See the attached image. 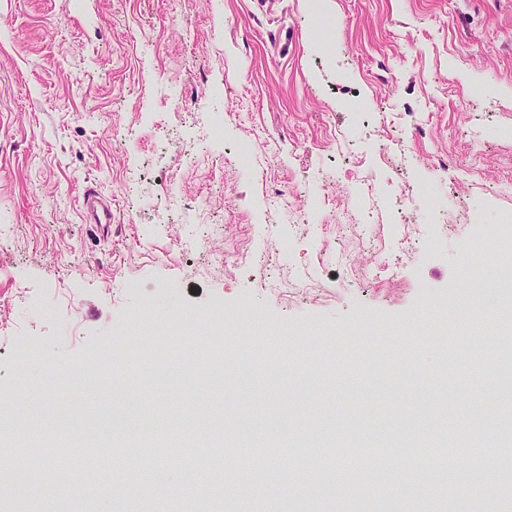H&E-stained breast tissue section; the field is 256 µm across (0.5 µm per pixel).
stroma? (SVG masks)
<instances>
[{
    "label": "stroma",
    "mask_w": 512,
    "mask_h": 512,
    "mask_svg": "<svg viewBox=\"0 0 512 512\" xmlns=\"http://www.w3.org/2000/svg\"><path fill=\"white\" fill-rule=\"evenodd\" d=\"M165 72L179 100L161 97ZM468 93L460 102L459 90ZM211 98L221 142L199 145L188 109ZM367 109L354 112L351 101ZM483 131L472 174L467 130ZM278 160L267 167V141ZM201 163H192L190 152ZM144 176L142 208L128 214L123 178ZM512 0H0V325L17 326L0 350V417L60 436L83 423L63 403L71 377L104 361L137 359L122 336L170 346L200 341L220 364L248 351L268 367L257 392L199 396L192 382L164 379L120 391L99 435L180 424L185 414L224 429L313 433L325 447L430 421L435 437L468 410L496 408L503 367L482 377L448 362L464 350L431 343L439 314L467 305L483 337H502L512 287L487 260L462 277L457 254L474 225L512 220ZM425 184L448 209L440 249L428 200L400 211L401 182ZM112 197L114 220L89 224L79 195ZM204 210L164 224L167 192ZM316 209L308 233L270 213ZM384 196L369 211V194ZM355 214L349 226L337 212ZM218 222L202 250L179 242L193 225ZM392 269L372 272L380 261ZM321 270L315 287H283ZM33 303L15 302L18 285ZM55 302L53 321L37 302ZM235 323L225 336L213 320ZM75 336H68V327ZM414 343L397 373L387 351ZM27 373L19 390L18 373ZM196 512H348L347 482L267 503L264 491L202 476Z\"/></svg>",
    "instance_id": "obj_1"
}]
</instances>
